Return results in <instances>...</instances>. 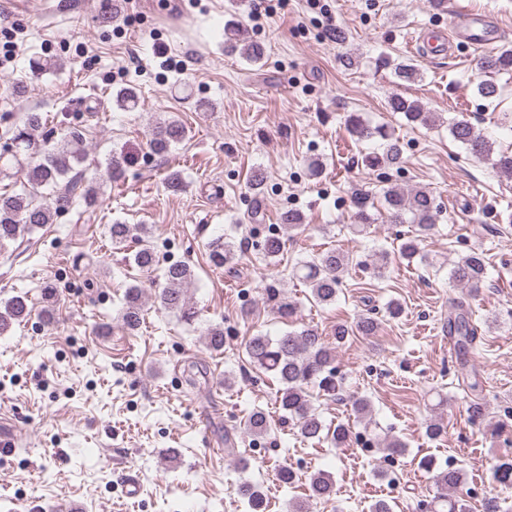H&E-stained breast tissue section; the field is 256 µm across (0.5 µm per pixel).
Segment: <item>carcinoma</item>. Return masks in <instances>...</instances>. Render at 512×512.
Returning a JSON list of instances; mask_svg holds the SVG:
<instances>
[{
  "mask_svg": "<svg viewBox=\"0 0 512 512\" xmlns=\"http://www.w3.org/2000/svg\"><path fill=\"white\" fill-rule=\"evenodd\" d=\"M224 45L230 52H239L248 62L257 64L264 56L263 48L255 42L238 44L237 23L228 22L224 26ZM485 74L500 75L512 72V43L491 49L481 61ZM396 77L404 83H414L421 79L420 69L411 62H401L395 66ZM479 97L493 101L498 98L500 89L494 79H482L476 85ZM117 104L125 110L137 108L139 96L135 89L125 88L116 95ZM387 106L392 112H399L414 125L431 127L435 125L437 113L429 112L416 100L395 94L388 99ZM346 123L360 142L374 141L377 149L363 156L364 165L369 169L397 167L401 163L402 148L398 138L385 125H371L361 115H348ZM43 125L39 112L27 113L23 126L18 128L10 142L0 147V168L15 167L25 172L26 183L34 189L49 190V197L37 203L26 192L0 194V249L17 242L34 230L53 222L71 204L75 194L91 206L98 201V187L95 183H83L74 173L86 157L82 136L72 131L64 139L35 146L34 132ZM448 132L473 156L486 160L500 172L512 175V153L498 151L495 143L478 130L469 120L455 118L448 123ZM186 137V128L176 119L157 123L151 132L149 146L154 153H165L171 146ZM382 197L391 222L414 225V231L400 239L398 252L407 261L420 255L422 242L432 233L442 213L433 195L425 190L406 191L399 186L383 188ZM112 245L122 248L129 238L136 237L138 248L131 260L136 268L149 273L158 265V258L149 244L150 229L144 224H123L114 222L107 225ZM285 246L284 236L276 234L264 239L261 249L268 259L277 258ZM210 263L222 268L236 259L235 242L232 237L212 243ZM352 263V258L340 248H332L319 253L310 261H302L293 269L292 276L303 281L310 290L312 301L320 306L336 302L343 274ZM486 265L482 253L470 251L454 261L450 269V279L461 288H477L485 277ZM163 285L156 294L159 305L178 314L186 323L197 318L194 304L187 297V287L194 280L191 266L176 262L165 267ZM267 300L272 309L282 317H289L295 311V304L288 300L283 291L271 286L266 289ZM31 314L29 297L18 293L5 301H0V335L13 326L25 322ZM143 314V292L139 285L127 288L119 310V319L124 328L134 332L140 326ZM380 323L367 314L361 316L354 325L336 324L333 336L342 343L351 335L373 336ZM443 328L454 342L459 353L466 355L475 340V331L469 319V311L462 301L450 303L448 321ZM203 342L210 351L224 348V329L211 325L203 332ZM246 353L251 362L260 370L269 373L278 383L276 405L285 417L295 422L301 438L305 441L327 439L336 448L346 446L351 438L352 426L339 423L326 430L320 415L313 405V390L318 389L330 398L339 394L343 377L336 369V350L318 332L309 327L287 332L276 338L256 334L245 342ZM247 429L255 436H263L270 430V422L261 409L252 410L246 420ZM423 467L434 473V481L439 492L429 502L430 512H464L462 499L455 493L464 484V473L456 467L437 468L433 460L423 461ZM493 480L503 487H512V459L499 461L494 467ZM239 497L246 500L253 512L264 507V497L258 487L244 481L236 488ZM334 485L329 474L319 471L310 478V494L305 500H292L289 512H308L309 502L331 497Z\"/></svg>",
  "mask_w": 512,
  "mask_h": 512,
  "instance_id": "1",
  "label": "carcinoma"
}]
</instances>
